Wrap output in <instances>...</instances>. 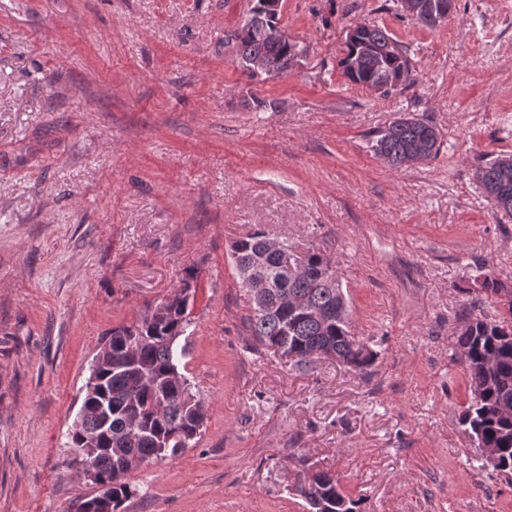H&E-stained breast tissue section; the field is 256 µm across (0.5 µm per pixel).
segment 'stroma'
Listing matches in <instances>:
<instances>
[{
    "label": "stroma",
    "instance_id": "1",
    "mask_svg": "<svg viewBox=\"0 0 512 512\" xmlns=\"http://www.w3.org/2000/svg\"><path fill=\"white\" fill-rule=\"evenodd\" d=\"M251 0H0V512H70L94 487L67 433L91 361L196 273L184 373L197 443L129 476L126 512H307L310 471L357 512H512V480L460 423L457 345L512 285V213L473 177L512 154V0H457L435 28L401 0H282L305 54L248 76L224 36ZM358 23L404 47L406 88L338 66ZM413 115L439 155L372 141ZM329 260L376 359L305 366L253 340L233 243L253 231ZM440 132L416 117L400 118L380 132L374 150L391 166L428 161L440 151Z\"/></svg>",
    "mask_w": 512,
    "mask_h": 512
}]
</instances>
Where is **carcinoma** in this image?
Masks as SVG:
<instances>
[{
    "label": "carcinoma",
    "mask_w": 512,
    "mask_h": 512,
    "mask_svg": "<svg viewBox=\"0 0 512 512\" xmlns=\"http://www.w3.org/2000/svg\"><path fill=\"white\" fill-rule=\"evenodd\" d=\"M279 19L264 12L255 0L243 25L224 36L235 48L239 66L251 77L265 73L272 63L284 72L305 49L297 42L275 35ZM357 35L345 41L342 73L351 82L379 89L382 94L407 86L411 61L399 43L379 25L358 24ZM440 132L416 117L400 118L380 132L374 150L391 166L428 161L440 151ZM512 155L481 161L474 177L495 205L512 212ZM277 245L255 231L234 242L232 255L241 284L255 277L264 283V303L249 299V333L262 346L300 366L315 355H326L356 370L373 363V355L351 336L348 303L330 262L318 253L308 256V267L288 276L280 263ZM191 274L179 293L131 325L112 329L102 348L98 384L85 391V426L68 434L73 448L85 446V437L98 433L92 465L112 482V509L101 506L97 495L75 503V512H125V503L136 495L127 482L129 473L153 460L177 457L193 446L204 422L203 404L191 381L179 369L185 350L177 341L191 325L189 290ZM480 290L496 299L503 311L498 318H474L458 337L462 362L469 373L472 400L464 411L469 437L497 452L493 469L512 475V288L485 275ZM107 406L111 431L97 432L95 409ZM308 512H356V501L344 494L330 471L310 473L298 488Z\"/></svg>",
    "instance_id": "carcinoma-1"
}]
</instances>
